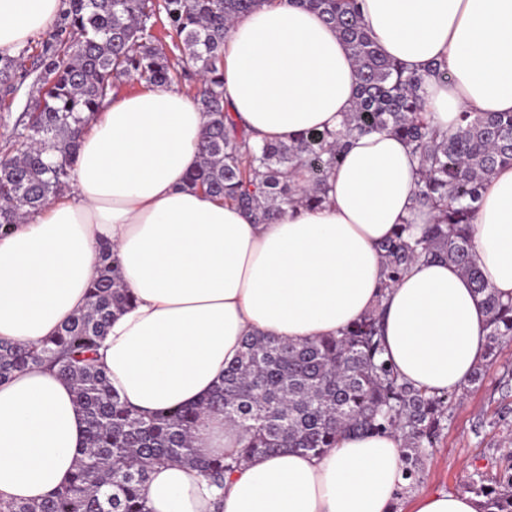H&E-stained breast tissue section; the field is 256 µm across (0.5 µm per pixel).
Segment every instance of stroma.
<instances>
[{
	"label": "stroma",
	"instance_id": "35a3bbf8",
	"mask_svg": "<svg viewBox=\"0 0 512 512\" xmlns=\"http://www.w3.org/2000/svg\"><path fill=\"white\" fill-rule=\"evenodd\" d=\"M42 41V36H35L17 50L23 66L12 80L11 92L0 95V154L13 150L14 132L36 90ZM507 370H512V338L501 342L496 361L483 368L480 379L463 389L438 446L422 459L419 480L402 491L399 512H408L413 494L461 493L471 477L480 474L491 482L512 464V383L503 378Z\"/></svg>",
	"mask_w": 512,
	"mask_h": 512
}]
</instances>
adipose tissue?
<instances>
[{"mask_svg": "<svg viewBox=\"0 0 512 512\" xmlns=\"http://www.w3.org/2000/svg\"><path fill=\"white\" fill-rule=\"evenodd\" d=\"M62 0H0V54L44 32ZM380 52L424 74L444 60L453 80L426 77L431 122L448 131L460 112H512V0H364ZM351 48L317 13L269 0L235 20L224 52V99L257 140L336 130L355 97ZM206 117L173 86L113 100L81 139L74 180L60 200L0 235V339L34 346L89 301L99 248L121 259L131 306L99 349L120 397L155 415L207 398L246 336L300 342L337 335L384 306L385 356L400 377L456 394L484 361L487 314L459 268L415 263L380 291L381 241L400 225L431 223L416 206L419 162L386 132L350 139L322 203L285 206L270 224L189 187ZM471 259L503 300L512 299V168L489 182L473 219ZM86 442L71 382L29 366L0 384V499L39 502L70 479ZM194 446L230 455L239 433L203 412ZM396 434L340 435L312 457L258 454L223 488L191 466L153 467L149 512H395L406 485ZM412 512H478L474 497L443 490Z\"/></svg>", "mask_w": 512, "mask_h": 512, "instance_id": "1", "label": "adipose tissue"}]
</instances>
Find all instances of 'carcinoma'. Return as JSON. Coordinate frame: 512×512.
Segmentation results:
<instances>
[{
    "instance_id": "carcinoma-1",
    "label": "carcinoma",
    "mask_w": 512,
    "mask_h": 512,
    "mask_svg": "<svg viewBox=\"0 0 512 512\" xmlns=\"http://www.w3.org/2000/svg\"><path fill=\"white\" fill-rule=\"evenodd\" d=\"M62 22L48 34L36 95L18 133L15 153L0 156V229L44 208L69 186L80 139L114 87L137 76L170 85L185 76L181 59L159 46L155 21L182 48L200 86L205 114L198 167L188 185L244 209L256 224L282 207L321 201L327 180L355 135L387 130L401 137L420 165L415 202L435 213L424 235L402 227L381 244L392 287L415 262L446 259L470 278L486 308V356L512 337V300L504 302L471 261L473 217L495 172L512 166V112L460 113L441 133L426 118L424 79L379 53L358 0H295L320 14L349 44L356 93L342 129L311 131L297 143L250 145L224 103V46L233 22L270 0H64ZM101 266L88 306L38 347L0 342V382L30 364L56 369L73 384L87 424L69 482L39 502H2L0 512H148L143 490L162 461L196 467L211 484L260 453L282 449L318 456L340 434L400 433L406 477L419 478L421 458L436 446L456 402L401 379L385 359L382 317L371 312L336 337L293 343L252 335L224 370L215 392L196 406L147 416L122 400L97 359L112 317L132 302L120 257L100 249ZM224 415L242 432L235 456L202 457L192 432L202 410ZM467 492L481 512H512V466L492 483L478 476Z\"/></svg>"
}]
</instances>
